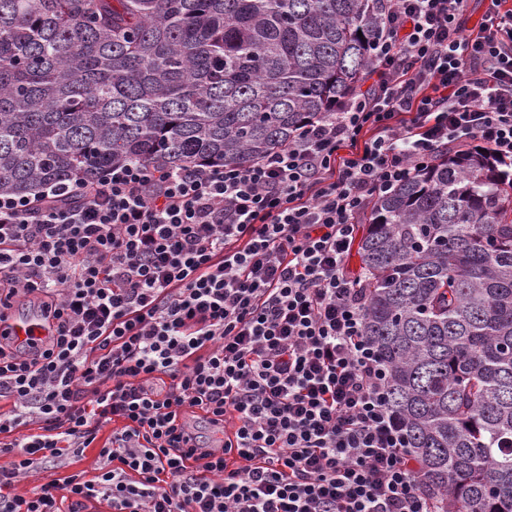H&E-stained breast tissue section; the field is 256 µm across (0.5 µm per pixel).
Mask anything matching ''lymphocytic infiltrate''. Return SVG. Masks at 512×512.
<instances>
[{
    "label": "lymphocytic infiltrate",
    "instance_id": "obj_1",
    "mask_svg": "<svg viewBox=\"0 0 512 512\" xmlns=\"http://www.w3.org/2000/svg\"><path fill=\"white\" fill-rule=\"evenodd\" d=\"M379 8L363 91L253 163L0 193V307L50 327L0 338V512H432L349 259L439 148L512 168V0L474 34L468 0ZM114 421L97 474L12 493Z\"/></svg>",
    "mask_w": 512,
    "mask_h": 512
}]
</instances>
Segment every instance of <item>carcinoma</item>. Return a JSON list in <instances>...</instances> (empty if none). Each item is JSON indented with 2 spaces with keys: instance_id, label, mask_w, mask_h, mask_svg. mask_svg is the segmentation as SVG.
Segmentation results:
<instances>
[{
  "instance_id": "obj_1",
  "label": "carcinoma",
  "mask_w": 512,
  "mask_h": 512,
  "mask_svg": "<svg viewBox=\"0 0 512 512\" xmlns=\"http://www.w3.org/2000/svg\"><path fill=\"white\" fill-rule=\"evenodd\" d=\"M371 0H0V192L248 164L358 87ZM365 334L442 512H512V179L442 148L375 196Z\"/></svg>"
}]
</instances>
